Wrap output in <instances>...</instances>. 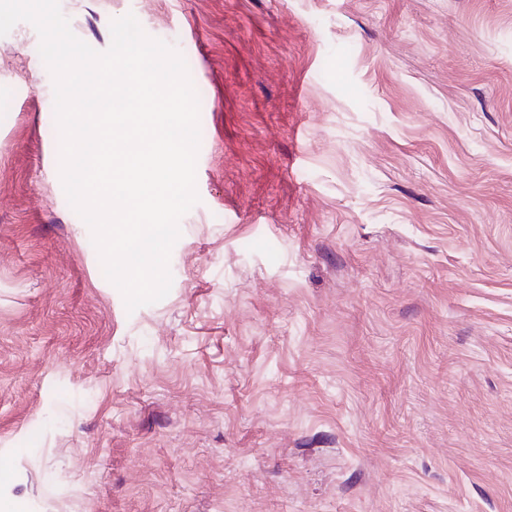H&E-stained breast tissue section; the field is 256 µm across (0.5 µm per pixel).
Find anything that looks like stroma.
<instances>
[{"instance_id":"1","label":"stroma","mask_w":512,"mask_h":512,"mask_svg":"<svg viewBox=\"0 0 512 512\" xmlns=\"http://www.w3.org/2000/svg\"><path fill=\"white\" fill-rule=\"evenodd\" d=\"M193 59L198 202L127 311L0 37V512H512V0H59Z\"/></svg>"}]
</instances>
